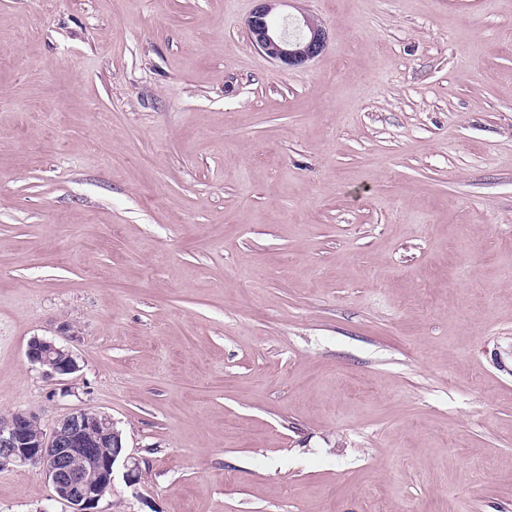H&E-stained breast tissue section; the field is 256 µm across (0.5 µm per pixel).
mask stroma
<instances>
[{"label": "stroma", "mask_w": 512, "mask_h": 512, "mask_svg": "<svg viewBox=\"0 0 512 512\" xmlns=\"http://www.w3.org/2000/svg\"><path fill=\"white\" fill-rule=\"evenodd\" d=\"M255 5L0 0V415H110L101 512H512V0ZM257 5L247 20V34L252 45L276 64L304 67L319 57L326 49L328 33L321 24L303 17L296 22L297 35H288V23L282 25L271 19L274 2L279 0H255ZM28 361L47 375H71L80 370L78 356L54 338L33 337L26 349Z\"/></svg>", "instance_id": "35a3bbf8"}]
</instances>
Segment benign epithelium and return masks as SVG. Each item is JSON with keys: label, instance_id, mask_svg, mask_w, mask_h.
I'll return each mask as SVG.
<instances>
[{"label": "benign epithelium", "instance_id": "7a95c632", "mask_svg": "<svg viewBox=\"0 0 512 512\" xmlns=\"http://www.w3.org/2000/svg\"><path fill=\"white\" fill-rule=\"evenodd\" d=\"M247 20L252 45L276 64L304 67L326 49V29L305 17L288 26L271 19L276 0H256ZM28 361L50 376L71 375L80 370L78 356L53 338L33 337L26 349ZM31 465L39 468L51 483L56 498L71 512H99V488L114 486L116 471L123 468V479L139 483V461L125 454L121 432L104 412L77 407L60 418L47 431L37 413L18 410L0 416V469Z\"/></svg>", "mask_w": 512, "mask_h": 512}]
</instances>
